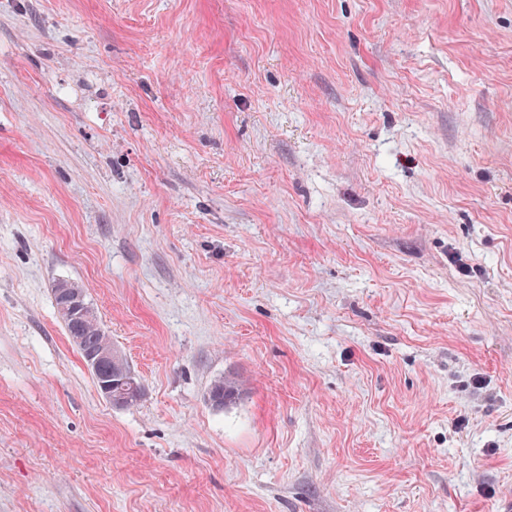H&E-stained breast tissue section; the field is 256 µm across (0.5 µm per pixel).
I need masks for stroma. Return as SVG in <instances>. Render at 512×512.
Listing matches in <instances>:
<instances>
[{"label":"stroma","instance_id":"obj_1","mask_svg":"<svg viewBox=\"0 0 512 512\" xmlns=\"http://www.w3.org/2000/svg\"><path fill=\"white\" fill-rule=\"evenodd\" d=\"M0 512H512V0H0ZM68 288L67 296L69 298L68 311L75 315L83 312L82 309V296L79 291L75 288H82L77 282L70 280L58 281L54 284L52 289L54 304L67 336L72 342V336H79L81 338L82 348L77 347L79 353L82 356L83 350H100L108 348L112 345V338L105 330L100 317L97 312L89 305L85 299V303L88 305L87 312L84 316L79 319H73L62 309L65 304L62 289ZM114 351L115 363L112 362V366L115 369L125 368L127 372H132L131 376H127V380L124 381L120 386H116L112 389V368L107 370L105 373H99L101 365L104 361H112V351L100 350L86 355V365L89 369H92L98 376V390L103 397L108 400L112 406L118 408H131L136 406L142 399L144 394V388L140 377L130 368L128 362L118 353L119 351L112 347ZM112 396L122 400L121 404L112 402ZM242 391L241 382L235 377H222L215 380L210 387L209 399L212 405L216 407H225L235 402ZM218 399L216 405L212 400Z\"/></svg>","mask_w":512,"mask_h":512}]
</instances>
